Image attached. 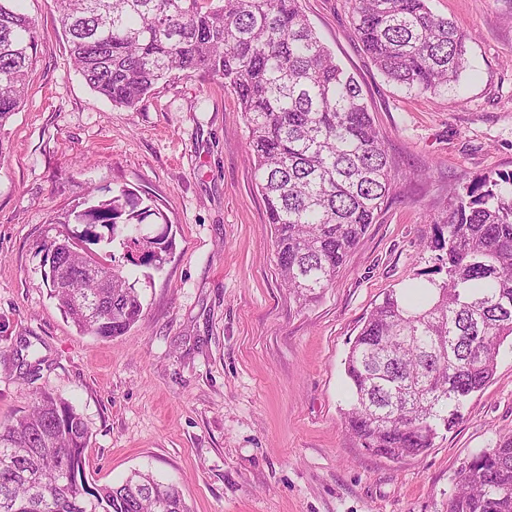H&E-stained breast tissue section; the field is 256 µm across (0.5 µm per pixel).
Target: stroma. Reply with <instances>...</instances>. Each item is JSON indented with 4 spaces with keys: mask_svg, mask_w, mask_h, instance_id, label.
Wrapping results in <instances>:
<instances>
[{
    "mask_svg": "<svg viewBox=\"0 0 512 512\" xmlns=\"http://www.w3.org/2000/svg\"><path fill=\"white\" fill-rule=\"evenodd\" d=\"M301 6L359 82L396 171L375 224L305 308L277 272L235 93L198 74L113 105L72 65L52 0H21L39 45L0 133V421L52 393L88 426L89 483L148 469L177 482L191 512H447L463 462L512 435V343L459 423L402 460L343 427L344 361L386 292L434 278L426 244L457 194L512 172V0H430L469 36L467 68L440 96L384 78L347 0ZM122 189L157 211L150 230L173 250L132 274L142 320L103 339L50 298L39 247L52 217Z\"/></svg>",
    "mask_w": 512,
    "mask_h": 512,
    "instance_id": "stroma-1",
    "label": "stroma"
}]
</instances>
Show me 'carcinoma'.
I'll return each mask as SVG.
<instances>
[{
	"instance_id": "1",
	"label": "carcinoma",
	"mask_w": 512,
	"mask_h": 512,
	"mask_svg": "<svg viewBox=\"0 0 512 512\" xmlns=\"http://www.w3.org/2000/svg\"><path fill=\"white\" fill-rule=\"evenodd\" d=\"M0 0V129L21 108L37 56V24ZM74 65L116 106L135 108L176 73L224 80L237 96L281 282L301 308L322 298L387 204L391 165L362 91L321 42L300 0H56ZM376 67L411 92L440 94L467 67V35L427 0H350ZM147 208L122 189L54 224L44 241L60 272L51 298L79 332L121 336L143 316L125 264H161L172 247L145 234ZM118 242L122 260L80 248ZM428 297L389 291L364 318L345 359L346 428L399 460L423 455L492 380L512 338V172L469 186L437 223ZM89 430L68 402L37 394L0 421V512H190L178 485L150 471L95 487L84 471ZM448 512H512V437L458 473Z\"/></svg>"
}]
</instances>
